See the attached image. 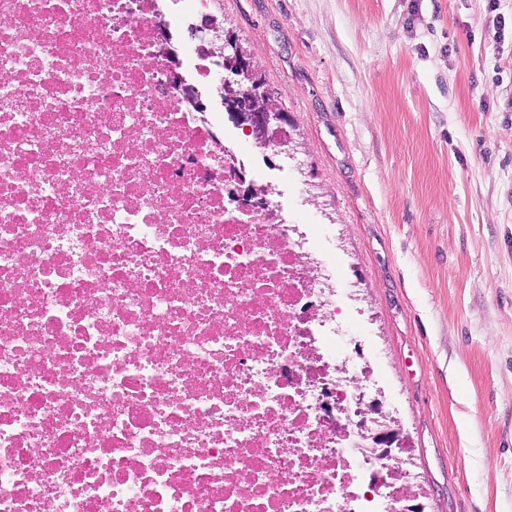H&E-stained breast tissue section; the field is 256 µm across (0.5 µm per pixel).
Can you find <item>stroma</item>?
I'll list each match as a JSON object with an SVG mask.
<instances>
[{
	"mask_svg": "<svg viewBox=\"0 0 512 512\" xmlns=\"http://www.w3.org/2000/svg\"><path fill=\"white\" fill-rule=\"evenodd\" d=\"M287 118L254 178L318 227L425 512H512V0H212Z\"/></svg>",
	"mask_w": 512,
	"mask_h": 512,
	"instance_id": "stroma-1",
	"label": "stroma"
}]
</instances>
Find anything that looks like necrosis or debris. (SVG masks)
I'll return each instance as SVG.
<instances>
[{
	"mask_svg": "<svg viewBox=\"0 0 512 512\" xmlns=\"http://www.w3.org/2000/svg\"><path fill=\"white\" fill-rule=\"evenodd\" d=\"M166 0H0V512H402L311 225L234 210Z\"/></svg>",
	"mask_w": 512,
	"mask_h": 512,
	"instance_id": "4bbe7bcc",
	"label": "necrosis or debris"
}]
</instances>
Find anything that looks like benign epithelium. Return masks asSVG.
<instances>
[{"label":"benign epithelium","mask_w":512,"mask_h":512,"mask_svg":"<svg viewBox=\"0 0 512 512\" xmlns=\"http://www.w3.org/2000/svg\"><path fill=\"white\" fill-rule=\"evenodd\" d=\"M188 38L205 43L209 47V55L214 64L227 72L220 90L224 107L237 126L252 136L260 146L269 144L286 150L290 141L278 137L281 123L285 122V114L280 112L271 99L255 71L251 53L244 49L233 32L220 26L213 18L201 20L187 29ZM229 202L241 210H249L263 202L260 192L252 184L239 178L233 187L228 189ZM364 422L371 424L370 440L373 451L388 458L408 450L407 439L403 435L398 421L384 410L383 402L377 401L366 405L363 411ZM390 478L404 479V486L398 489L406 502V512H424V505L418 502L420 493L407 481L403 470H391Z\"/></svg>","instance_id":"benign-epithelium-1"}]
</instances>
